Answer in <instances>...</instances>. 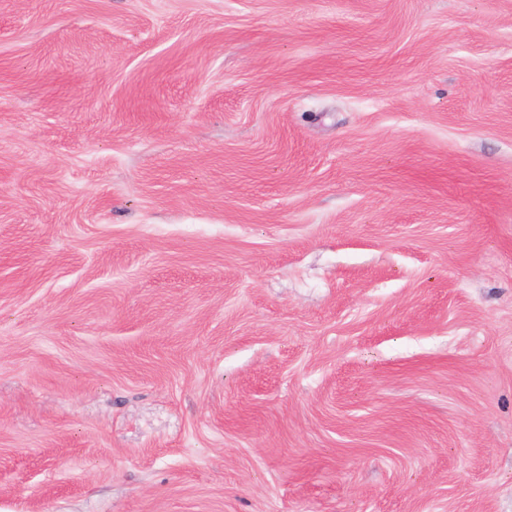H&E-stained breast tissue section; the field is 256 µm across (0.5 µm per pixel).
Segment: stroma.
Returning <instances> with one entry per match:
<instances>
[{"instance_id":"1","label":"stroma","mask_w":512,"mask_h":512,"mask_svg":"<svg viewBox=\"0 0 512 512\" xmlns=\"http://www.w3.org/2000/svg\"><path fill=\"white\" fill-rule=\"evenodd\" d=\"M0 512H512V0H0Z\"/></svg>"}]
</instances>
